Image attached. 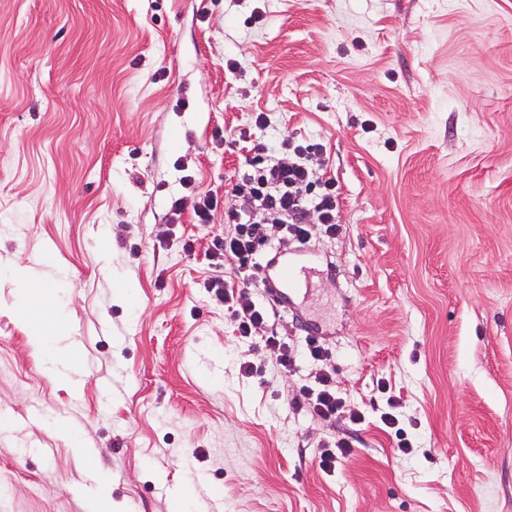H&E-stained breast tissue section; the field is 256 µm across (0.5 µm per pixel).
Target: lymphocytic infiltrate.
<instances>
[{
    "label": "lymphocytic infiltrate",
    "mask_w": 512,
    "mask_h": 512,
    "mask_svg": "<svg viewBox=\"0 0 512 512\" xmlns=\"http://www.w3.org/2000/svg\"><path fill=\"white\" fill-rule=\"evenodd\" d=\"M254 126L259 135L250 141L251 158L223 197L196 192L195 178L187 174L181 184L194 190L193 199L177 197L170 203L173 215L189 207L201 224L208 223L216 206L224 208V230L207 243L212 272L204 288L210 302L228 312L234 330L256 352L255 359L239 365L246 377L263 376L270 362L284 372L294 366V345L278 330L280 311L257 297L266 288L267 257L280 245L310 243L314 231L330 238L340 231L338 187L327 174L322 145L267 141L261 135L268 126L263 112L257 113ZM305 347L318 369L310 383L293 393L292 406L329 424H363V412L336 390L331 350L310 338Z\"/></svg>",
    "instance_id": "lymphocytic-infiltrate-1"
}]
</instances>
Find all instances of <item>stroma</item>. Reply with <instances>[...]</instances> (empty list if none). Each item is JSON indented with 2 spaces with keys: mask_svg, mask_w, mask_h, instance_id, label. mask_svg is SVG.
<instances>
[{
  "mask_svg": "<svg viewBox=\"0 0 512 512\" xmlns=\"http://www.w3.org/2000/svg\"><path fill=\"white\" fill-rule=\"evenodd\" d=\"M259 112L324 144L339 186L300 297L366 416L331 476L315 453L341 424L289 404L314 362L242 379L254 351L209 303L223 207L169 213L183 171L224 191ZM381 380L412 454L380 427ZM178 495L512 512V0H0V499Z\"/></svg>",
  "mask_w": 512,
  "mask_h": 512,
  "instance_id": "stroma-1",
  "label": "stroma"
}]
</instances>
